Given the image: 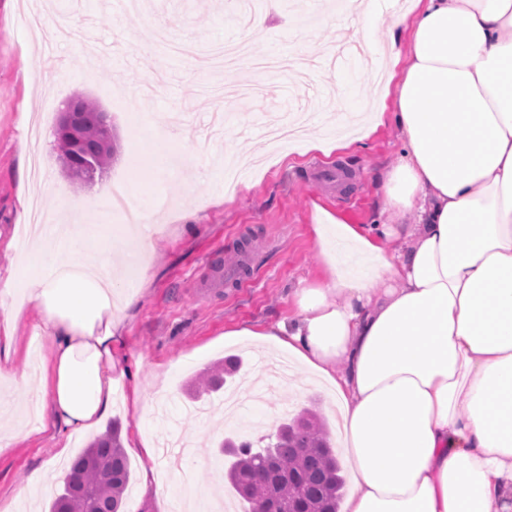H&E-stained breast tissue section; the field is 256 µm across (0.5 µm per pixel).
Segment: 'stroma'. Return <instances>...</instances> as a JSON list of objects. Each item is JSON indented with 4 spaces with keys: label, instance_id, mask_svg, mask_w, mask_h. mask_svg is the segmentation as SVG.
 <instances>
[{
    "label": "stroma",
    "instance_id": "obj_1",
    "mask_svg": "<svg viewBox=\"0 0 512 512\" xmlns=\"http://www.w3.org/2000/svg\"><path fill=\"white\" fill-rule=\"evenodd\" d=\"M142 11L117 9L111 0H0V277L12 267L7 240L19 239L25 219L22 198L32 199L48 219L62 218L64 204L72 198L91 199L104 186H136L150 204L153 219L162 227L153 251L143 262L150 278L140 301L125 313V365L135 373L142 390L140 416L124 403L123 390L86 435L62 441L53 431L35 432L9 447L0 446V504L13 500L30 472L47 469L49 483L33 505L34 512H49L63 488L72 460L112 423H119L122 440H129L136 423L157 444L189 441L193 484L205 496H230L224 481L228 458L217 450L227 437L257 440L275 433L289 415L318 404L331 435H338L335 405L330 391L307 371L292 367L288 377L272 384V399H243L237 415L225 420L218 405L221 393L190 401L187 385L192 377L229 356L242 360L227 388L260 379L267 362L277 354L248 342L228 343V327L264 326L287 317L295 309L299 288L323 279L327 266L316 245L314 224L319 211L343 217L352 224L368 223L381 206L376 172L396 163L399 133L384 124L364 144L331 153L298 144L288 149L271 147L266 128L295 115L307 117L309 131L325 136L328 126L340 121L329 83L333 69L325 60L310 71L278 63L279 72L260 79L249 61L235 73L237 83L260 84V95L219 100L211 89L218 74L199 64L210 44L245 30L237 0H143ZM308 11L319 12L317 27L304 24L280 0L269 24L273 41L311 37L317 45L329 44L334 29L322 0H308ZM43 25L67 16L69 36L50 50L53 63L63 66L66 77L51 87L30 85L25 64L38 49L37 34L29 26L31 15ZM168 19L172 41L182 46L179 55L151 45V15ZM97 77L83 78L87 67ZM83 94L106 112L112 126L114 155L109 169L91 182L72 179L55 145L60 115L74 94ZM29 112L40 132L45 179L35 185L20 173L30 170L29 138L19 127L20 112ZM172 114V131L186 164H174L157 177L152 156L164 130L152 125L153 113ZM342 167L345 179L324 184L314 178L316 168ZM195 215L187 223L186 215ZM250 247L249 271L238 282L219 281L213 265L236 268L239 246ZM30 320H20L14 330L18 358L15 378L29 377L37 388L39 378L31 368L45 352L46 343H32ZM68 456H59L61 447ZM129 485L124 512H148L141 498L147 464L171 498L183 495L178 471L165 456L148 461L128 453Z\"/></svg>",
    "mask_w": 512,
    "mask_h": 512
}]
</instances>
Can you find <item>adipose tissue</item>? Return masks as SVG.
I'll return each mask as SVG.
<instances>
[{"instance_id": "obj_1", "label": "adipose tissue", "mask_w": 512, "mask_h": 512, "mask_svg": "<svg viewBox=\"0 0 512 512\" xmlns=\"http://www.w3.org/2000/svg\"><path fill=\"white\" fill-rule=\"evenodd\" d=\"M337 28L373 45L376 0H347ZM399 76L364 112L350 148L391 118L395 165L377 176L371 224L324 213L325 279L299 289L275 324L228 328L288 356L328 386L352 488L344 512H512V0H412L383 48ZM112 252V227L75 224L34 238L0 286V320L32 308L49 363L40 424L73 436L112 404L125 348L120 272L153 249ZM367 267L353 275L341 251ZM68 262H59V255Z\"/></svg>"}]
</instances>
